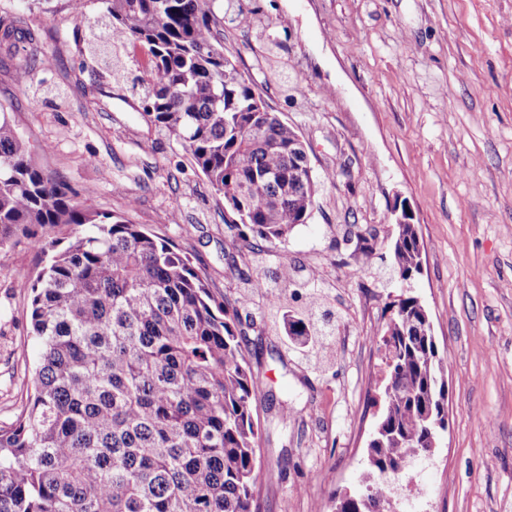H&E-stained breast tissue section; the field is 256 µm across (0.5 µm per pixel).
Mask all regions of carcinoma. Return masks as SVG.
Returning a JSON list of instances; mask_svg holds the SVG:
<instances>
[{"label": "carcinoma", "mask_w": 512, "mask_h": 512, "mask_svg": "<svg viewBox=\"0 0 512 512\" xmlns=\"http://www.w3.org/2000/svg\"><path fill=\"white\" fill-rule=\"evenodd\" d=\"M215 2L101 0L96 27L104 45L147 49L131 82L145 114L224 198L239 247L259 254L307 223L317 179L297 128L257 105L253 83L224 56V17L242 25L250 16L235 0L220 16ZM63 226L72 235L59 250ZM20 235L48 256L24 285L43 350L28 404L0 425V512H259L253 404L262 388L237 308L216 302L172 241L89 213L47 179L0 104V248ZM357 238L367 259L389 248L399 281L419 273L417 225ZM295 274L281 264V287L270 291L289 345L325 353L336 320L315 317L318 271ZM385 311L366 474L337 512H400L388 482L448 431V366L423 334L429 312L404 294Z\"/></svg>", "instance_id": "obj_1"}]
</instances>
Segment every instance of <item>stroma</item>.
<instances>
[{
  "label": "stroma",
  "instance_id": "stroma-1",
  "mask_svg": "<svg viewBox=\"0 0 512 512\" xmlns=\"http://www.w3.org/2000/svg\"><path fill=\"white\" fill-rule=\"evenodd\" d=\"M254 5L251 28L222 32L224 54L299 130L315 173L336 174L278 254L320 267L342 316L323 372L289 350L279 319L248 333L261 512H334L332 493L362 478L400 288L387 262L362 267L336 240L347 224L383 232L402 207L425 246L413 293L448 364V432L416 494L424 512H512V0ZM100 9L86 0L81 21L69 0H0V105L84 210L172 240L217 301H235L252 266L224 231V200L88 52ZM44 264L26 239L0 249V423L32 391L40 345L20 283Z\"/></svg>",
  "mask_w": 512,
  "mask_h": 512
}]
</instances>
